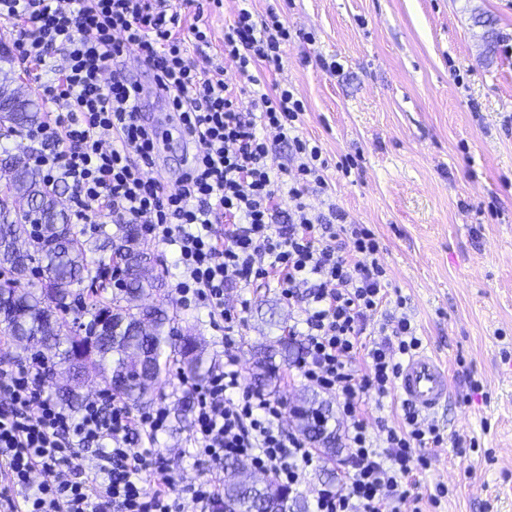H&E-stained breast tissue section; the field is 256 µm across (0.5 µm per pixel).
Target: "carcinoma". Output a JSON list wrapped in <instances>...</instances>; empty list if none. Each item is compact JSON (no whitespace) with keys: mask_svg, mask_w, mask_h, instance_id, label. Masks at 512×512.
<instances>
[{"mask_svg":"<svg viewBox=\"0 0 512 512\" xmlns=\"http://www.w3.org/2000/svg\"><path fill=\"white\" fill-rule=\"evenodd\" d=\"M34 100L11 94L0 100V127L9 131L39 124ZM7 174L3 196L20 197L29 208L7 223L0 220V325L13 344L48 360L67 373V383L47 379L60 402L80 408L86 371L98 373L104 392L131 408H142L157 396L156 388L176 367L179 377L206 381L213 357L197 337L179 327L177 314L162 304L140 305L143 294L163 291V276H144L130 263L131 253L144 244L136 224L98 229L99 251L87 258L85 230L58 209L57 191L45 184L24 154L0 159ZM40 287H30V278ZM80 288L73 293L72 286ZM74 313L73 322L65 316ZM260 373L251 383L258 393L276 386V358L296 355L294 343L253 346ZM296 430L329 460L336 459V416L329 401L316 396L290 407ZM224 512H308L305 500L268 478L264 485L228 480L223 485Z\"/></svg>","mask_w":512,"mask_h":512,"instance_id":"obj_1","label":"carcinoma"}]
</instances>
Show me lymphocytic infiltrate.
<instances>
[{"mask_svg":"<svg viewBox=\"0 0 512 512\" xmlns=\"http://www.w3.org/2000/svg\"><path fill=\"white\" fill-rule=\"evenodd\" d=\"M0 21L11 24L18 59L53 105L29 136L41 144L35 166L45 181L71 188L76 223H139L175 246V294L218 314L228 334L247 309L225 304L230 290L276 280L304 338L295 369L335 396L348 450L349 477L314 488V512H385L386 503H403L415 471L428 464L423 449L441 447L444 436L407 405L401 426L382 417L368 426L362 406L367 395L388 396L422 340L406 299L390 295L374 233L340 211L332 224L310 213L306 191L324 185L328 160L298 133L302 100L251 73L280 68L286 22L272 10L255 16L252 0H238L223 40L238 63L232 75L212 54L201 13L185 18L168 0H0ZM130 48L194 148L172 188L158 169L155 128L142 116L144 87L118 64ZM55 53L62 66L51 65ZM245 94L247 112L239 108ZM268 127L298 159L295 172L268 165ZM284 195L293 203L286 215L277 205ZM389 302L395 313L381 315ZM233 347L225 340L223 366L191 387L190 440L215 474L225 459H243L295 486L313 463L308 442L282 426L283 401L242 388ZM359 357L366 373L355 369ZM49 372L39 357L0 363V512H181L185 494L195 512H223L219 481L177 490L165 460L134 450L135 440L167 431V404L136 414L112 397L73 411L45 396Z\"/></svg>","mask_w":512,"mask_h":512,"instance_id":"1","label":"lymphocytic infiltrate"}]
</instances>
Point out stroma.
<instances>
[{
  "label": "stroma",
  "mask_w": 512,
  "mask_h": 512,
  "mask_svg": "<svg viewBox=\"0 0 512 512\" xmlns=\"http://www.w3.org/2000/svg\"><path fill=\"white\" fill-rule=\"evenodd\" d=\"M281 9L292 38L267 88L305 104L300 135L330 162L315 212L336 206L371 228L391 284L407 299L425 350L444 360L452 393L434 419L445 433L429 449L400 512H512V0H253ZM493 19L492 27L477 17ZM496 44H489V34ZM335 62L339 71L323 69ZM166 132L168 182L188 155L155 96L142 101ZM162 298L179 324L224 356V325L203 306ZM250 307L236 339L242 381L252 348L286 336L292 312L274 285L229 293ZM480 381L473 391L471 380ZM191 424L171 420L154 444L176 486L210 478L190 458ZM475 439L459 448L457 437ZM448 497L431 505L436 486Z\"/></svg>",
  "instance_id": "35a3bbf8"
}]
</instances>
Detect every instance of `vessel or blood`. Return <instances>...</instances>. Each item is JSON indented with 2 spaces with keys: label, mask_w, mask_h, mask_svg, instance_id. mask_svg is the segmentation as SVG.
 I'll return each instance as SVG.
<instances>
[{
  "label": "vessel or blood",
  "mask_w": 512,
  "mask_h": 512,
  "mask_svg": "<svg viewBox=\"0 0 512 512\" xmlns=\"http://www.w3.org/2000/svg\"><path fill=\"white\" fill-rule=\"evenodd\" d=\"M395 390L400 399L418 412L435 413L447 404L450 396L448 370L435 354L418 352L401 367Z\"/></svg>",
  "instance_id": "b4317fda"
}]
</instances>
